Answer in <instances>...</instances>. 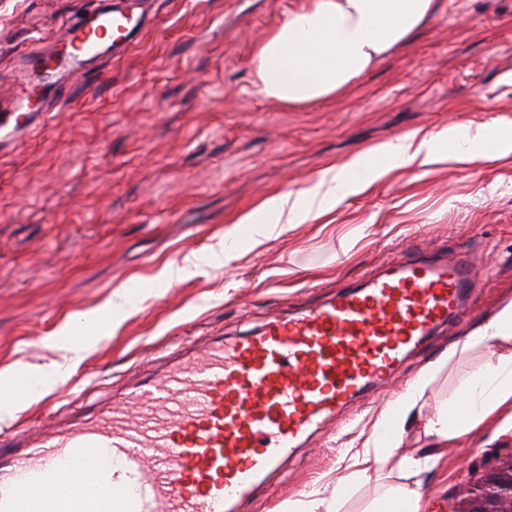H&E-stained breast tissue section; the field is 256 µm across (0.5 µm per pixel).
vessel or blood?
I'll return each instance as SVG.
<instances>
[{
	"label": "vessel or blood",
	"mask_w": 512,
	"mask_h": 512,
	"mask_svg": "<svg viewBox=\"0 0 512 512\" xmlns=\"http://www.w3.org/2000/svg\"><path fill=\"white\" fill-rule=\"evenodd\" d=\"M141 2L71 21L72 57L128 46L148 22ZM475 269L465 247L407 249L361 284L214 341L96 412L29 442L0 437V512H237L308 436L468 312Z\"/></svg>",
	"instance_id": "b4317fda"
}]
</instances>
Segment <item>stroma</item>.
Wrapping results in <instances>:
<instances>
[{"mask_svg":"<svg viewBox=\"0 0 512 512\" xmlns=\"http://www.w3.org/2000/svg\"><path fill=\"white\" fill-rule=\"evenodd\" d=\"M97 0H0V121L42 111L57 56L28 58ZM303 0H148L152 20L120 55L85 64L45 123L0 155V371L48 362L43 339L115 290L138 308L0 436L67 421L159 373L173 353L245 336L271 316L323 301L374 274L404 246H470L482 283L463 323L410 356L386 389L310 436L242 512H285L335 471L352 441L449 344L512 295V150L393 169L331 210L246 250L240 218L267 196L307 189L329 164L415 131L512 123V0H439L410 43L344 93L290 109L258 94L252 49ZM21 111H14L15 102ZM364 234H357V226ZM239 228L243 254L164 283L167 264ZM453 363L428 391L433 412L481 363ZM512 430L491 423L449 443L422 476L424 512H448L500 457Z\"/></svg>","mask_w":512,"mask_h":512,"instance_id":"1","label":"stroma"}]
</instances>
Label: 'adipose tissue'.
Returning <instances> with one entry per match:
<instances>
[{"instance_id": "adipose-tissue-1", "label": "adipose tissue", "mask_w": 512, "mask_h": 512, "mask_svg": "<svg viewBox=\"0 0 512 512\" xmlns=\"http://www.w3.org/2000/svg\"><path fill=\"white\" fill-rule=\"evenodd\" d=\"M437 0H307L289 13L253 51L259 94L297 109L337 97L381 57L406 45L435 11ZM512 145V125L491 122L479 129L454 123L437 132L406 134L357 155L344 165L326 167L308 189L270 197L244 216L249 248L286 232L330 207L339 191L368 187L398 167L425 164L448 154L469 160L488 156V144ZM128 292L64 320L48 335L56 360L0 372V420L22 408L29 384L41 393L53 390L72 372L85 352L110 336L134 310ZM489 350L492 361L481 364L423 417L425 394L448 358ZM504 418L512 426V296L504 298L492 317L448 348L447 358L425 366L405 393L381 410L360 449L331 486H320L307 498L289 502L288 512H342L360 489L374 486L376 497L359 512H421V476L436 469L448 443L476 433L488 421ZM421 427L426 446L401 451L407 429Z\"/></svg>"}]
</instances>
